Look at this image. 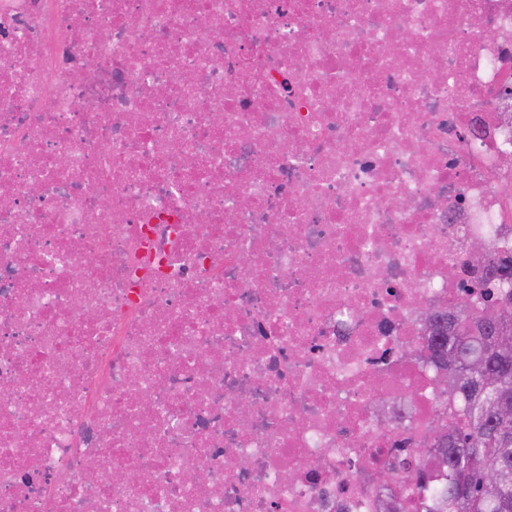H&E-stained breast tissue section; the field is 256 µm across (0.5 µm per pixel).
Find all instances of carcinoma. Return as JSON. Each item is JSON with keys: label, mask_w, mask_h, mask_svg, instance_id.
<instances>
[{"label": "carcinoma", "mask_w": 512, "mask_h": 512, "mask_svg": "<svg viewBox=\"0 0 512 512\" xmlns=\"http://www.w3.org/2000/svg\"><path fill=\"white\" fill-rule=\"evenodd\" d=\"M473 281L494 285L480 311L471 302H452V319L429 330V347L440 357L434 366L447 378L455 411L451 430L439 429L434 444L415 452L417 467L432 460L437 482L428 512H512V244L486 246ZM501 459L503 478L487 483L473 460L476 449Z\"/></svg>", "instance_id": "obj_1"}]
</instances>
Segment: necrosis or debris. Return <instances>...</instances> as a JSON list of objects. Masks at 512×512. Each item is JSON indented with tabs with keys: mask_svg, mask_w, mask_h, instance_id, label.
I'll return each mask as SVG.
<instances>
[{
	"mask_svg": "<svg viewBox=\"0 0 512 512\" xmlns=\"http://www.w3.org/2000/svg\"><path fill=\"white\" fill-rule=\"evenodd\" d=\"M511 88L512 0H0V512H425Z\"/></svg>",
	"mask_w": 512,
	"mask_h": 512,
	"instance_id": "4bbe7bcc",
	"label": "necrosis or debris"
}]
</instances>
